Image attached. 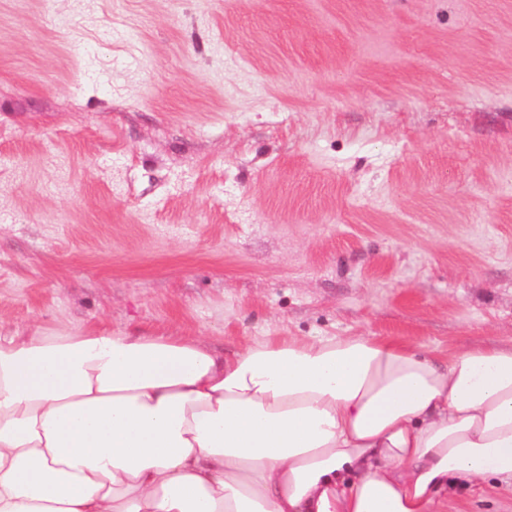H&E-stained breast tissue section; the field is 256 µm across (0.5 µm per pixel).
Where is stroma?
Returning a JSON list of instances; mask_svg holds the SVG:
<instances>
[{
	"instance_id": "obj_1",
	"label": "stroma",
	"mask_w": 512,
	"mask_h": 512,
	"mask_svg": "<svg viewBox=\"0 0 512 512\" xmlns=\"http://www.w3.org/2000/svg\"><path fill=\"white\" fill-rule=\"evenodd\" d=\"M512 347V0H0V331Z\"/></svg>"
}]
</instances>
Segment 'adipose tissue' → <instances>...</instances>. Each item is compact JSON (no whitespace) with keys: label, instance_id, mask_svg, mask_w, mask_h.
<instances>
[{"label":"adipose tissue","instance_id":"1","mask_svg":"<svg viewBox=\"0 0 512 512\" xmlns=\"http://www.w3.org/2000/svg\"><path fill=\"white\" fill-rule=\"evenodd\" d=\"M486 479L512 487V348L0 333V512H459Z\"/></svg>","mask_w":512,"mask_h":512}]
</instances>
